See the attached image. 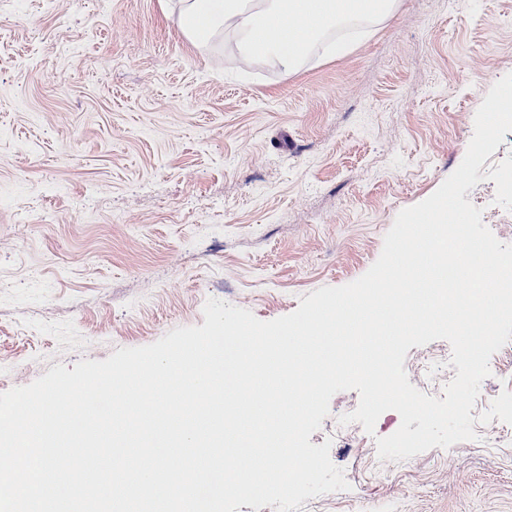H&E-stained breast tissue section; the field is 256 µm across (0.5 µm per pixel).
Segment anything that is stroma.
Returning a JSON list of instances; mask_svg holds the SVG:
<instances>
[{"label": "stroma", "instance_id": "35a3bbf8", "mask_svg": "<svg viewBox=\"0 0 512 512\" xmlns=\"http://www.w3.org/2000/svg\"><path fill=\"white\" fill-rule=\"evenodd\" d=\"M176 3L0 0V393L203 325L211 298L271 321L357 280L512 73V0H400L290 73L229 31L193 44ZM495 197L466 194L512 244ZM358 404L336 393L310 437L349 490L297 512H512V425L394 462L337 440Z\"/></svg>", "mask_w": 512, "mask_h": 512}]
</instances>
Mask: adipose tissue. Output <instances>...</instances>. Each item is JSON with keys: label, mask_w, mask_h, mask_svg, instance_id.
Returning <instances> with one entry per match:
<instances>
[{"label": "adipose tissue", "mask_w": 512, "mask_h": 512, "mask_svg": "<svg viewBox=\"0 0 512 512\" xmlns=\"http://www.w3.org/2000/svg\"><path fill=\"white\" fill-rule=\"evenodd\" d=\"M183 34L207 43L234 27L238 49L260 52L293 71L328 34L356 20L373 23L391 17L398 0H178Z\"/></svg>", "instance_id": "1"}]
</instances>
